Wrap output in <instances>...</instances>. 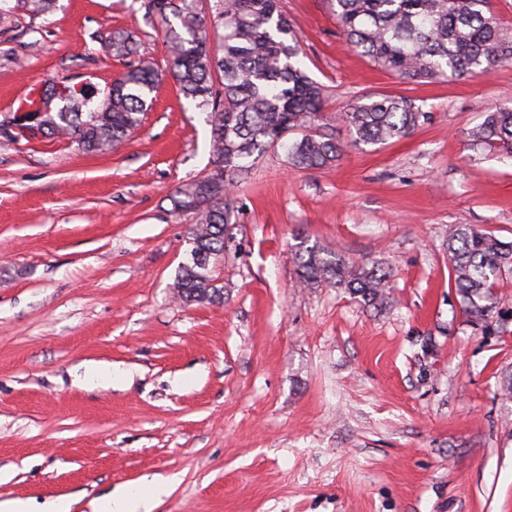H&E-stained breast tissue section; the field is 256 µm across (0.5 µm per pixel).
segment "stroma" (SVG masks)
I'll use <instances>...</instances> for the list:
<instances>
[{
  "mask_svg": "<svg viewBox=\"0 0 512 512\" xmlns=\"http://www.w3.org/2000/svg\"><path fill=\"white\" fill-rule=\"evenodd\" d=\"M284 6L347 150L318 170L280 147L254 160L211 266L223 298L173 288L194 224L170 196L208 169L210 127L171 78L111 153L0 137V502L96 512L156 479L170 492L151 512H512V273L484 328L448 257L460 224L512 241V157L466 136L512 108V65L404 83L347 44L327 0ZM0 8V121L19 89L102 97L124 70L104 31L167 65L144 0ZM367 94L409 96L430 118L354 144L344 114ZM303 240L391 268L388 303L300 286ZM101 40L106 51L117 60L128 59L137 54L136 43L123 32L110 31Z\"/></svg>",
  "mask_w": 512,
  "mask_h": 512,
  "instance_id": "stroma-1",
  "label": "stroma"
}]
</instances>
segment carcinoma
I'll return each mask as SVG.
<instances>
[{
    "label": "carcinoma",
    "mask_w": 512,
    "mask_h": 512,
    "mask_svg": "<svg viewBox=\"0 0 512 512\" xmlns=\"http://www.w3.org/2000/svg\"><path fill=\"white\" fill-rule=\"evenodd\" d=\"M56 0H17L16 7L46 15ZM348 45L406 82H434L492 71L512 62L490 0H329ZM146 9L165 24L168 71L179 99L206 114L211 127L210 170L172 197L173 209L193 215L191 261L174 283L186 302L222 293L209 268L224 255V231L231 223L227 202L246 162L283 145L288 164L322 169L342 147L325 131V86L302 67L300 36L282 0H216L212 21L199 0H147ZM106 51L123 60L137 54L123 33L102 37ZM159 80L140 61L93 101L82 92L60 100L43 119L45 136L67 138L83 149L107 153L142 124ZM355 142L384 145L412 133L427 113L404 95H364L346 113ZM293 133L296 138L287 142ZM476 146L512 156V110H495L471 128ZM451 286L470 322L485 324L497 311V280L512 270V242L471 225L457 226L448 240ZM296 275L306 288H345L373 307L389 299V271L341 256L328 257L317 245L295 252Z\"/></svg>",
    "instance_id": "1"
}]
</instances>
